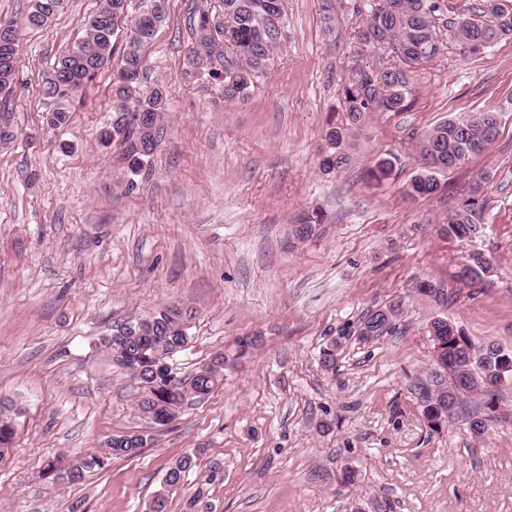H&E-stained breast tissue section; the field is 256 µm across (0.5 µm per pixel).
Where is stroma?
<instances>
[{
    "instance_id": "35a3bbf8",
    "label": "stroma",
    "mask_w": 512,
    "mask_h": 512,
    "mask_svg": "<svg viewBox=\"0 0 512 512\" xmlns=\"http://www.w3.org/2000/svg\"><path fill=\"white\" fill-rule=\"evenodd\" d=\"M362 2L340 0L330 19L323 0H286L288 27L266 74L231 104L221 80L188 65L193 12L221 0H168L164 26L141 50L143 87L167 90L163 134L136 176L119 141L100 138L121 118L115 71L72 100L66 127L44 125L53 107L44 78L101 0H64L46 26L24 27L12 90L0 93L15 133L0 145V402L15 423L0 459V512H148L186 453L196 465L167 512H187L199 490L211 512H512V386L482 441L461 415L431 429L420 402L433 318L512 350V40L420 66L410 108L374 113L350 164L327 173L324 135ZM487 111L501 117L497 138L440 175L435 193L405 198L417 137ZM390 154L393 176L367 184V167ZM482 173L485 237L445 238L438 224L452 194ZM313 210L321 223L298 238ZM473 250L493 259L494 274L477 288L449 281ZM424 280L443 282L444 298L419 295ZM397 299L396 333L358 336L371 310ZM166 306L192 314L191 341L173 361L179 376L241 337L261 344L159 426L100 338ZM342 331L334 369L322 368L321 351ZM126 433L151 442L79 484L40 474L48 459L99 454Z\"/></svg>"
}]
</instances>
